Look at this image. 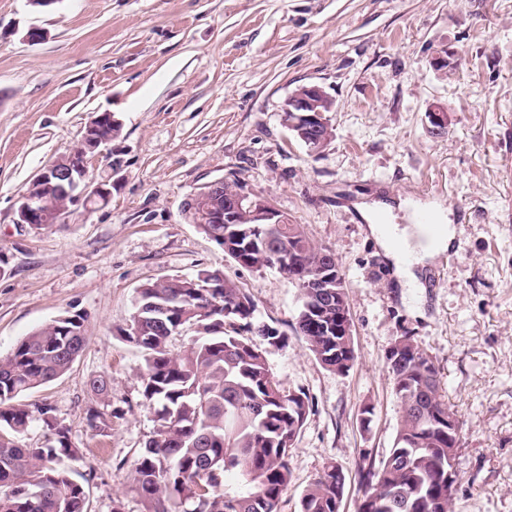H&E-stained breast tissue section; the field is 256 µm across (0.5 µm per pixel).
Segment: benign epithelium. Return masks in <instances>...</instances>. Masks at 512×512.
I'll return each instance as SVG.
<instances>
[{"label":"benign epithelium","mask_w":512,"mask_h":512,"mask_svg":"<svg viewBox=\"0 0 512 512\" xmlns=\"http://www.w3.org/2000/svg\"><path fill=\"white\" fill-rule=\"evenodd\" d=\"M334 110V100L317 85L297 87L286 100L284 111L296 113V119L287 122L288 128L304 140L319 130H325L317 139L318 148H323L332 138V126L327 113ZM429 131L437 137L448 135V108L432 104L427 109ZM115 119L110 112L96 115L86 126L78 146L60 156L45 171L37 175L21 195L16 209L19 224L36 228L39 224H62L71 208L86 205L93 199L108 202L112 192L109 183L86 181L88 165L100 147L112 142ZM227 193L224 208L211 204V198L221 192ZM184 211L193 224H239L248 219L255 224H283L285 219L264 200H253L250 195L228 183L218 180L206 189L191 195ZM333 273L331 266L324 265L315 271L306 287L327 293ZM340 336L352 335V318L349 305H341L336 315Z\"/></svg>","instance_id":"obj_1"}]
</instances>
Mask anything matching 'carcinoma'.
<instances>
[{
  "label": "carcinoma",
  "instance_id": "obj_1",
  "mask_svg": "<svg viewBox=\"0 0 512 512\" xmlns=\"http://www.w3.org/2000/svg\"><path fill=\"white\" fill-rule=\"evenodd\" d=\"M199 230L243 268L275 269L301 288L295 331L326 368L353 365L347 336L336 334V302L304 288L330 251L316 247L299 224H200ZM223 307L209 310L213 301ZM251 294L221 270L195 278H162L138 291L121 333L143 354L144 405L154 435L132 465L136 491L149 512H279L290 482L288 457L311 410L304 392L285 393L274 380L262 346L284 334L255 318ZM186 328L195 338L173 353L169 338ZM88 342L84 318L54 320L0 356V512H86L82 483L62 464L78 456L68 428L48 404L29 410L15 400L65 374ZM407 352L386 356L399 407L393 447L380 462L362 459L363 501L358 512H454L448 489V416L432 359L408 337ZM53 441L28 448L17 441L34 419ZM89 426L106 436L112 415L89 409ZM224 458L213 470L209 459ZM236 474L242 488L224 489ZM346 477L329 464L308 486L300 512H338Z\"/></svg>",
  "mask_w": 512,
  "mask_h": 512
}]
</instances>
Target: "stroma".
<instances>
[{"instance_id":"35a3bbf8","label":"stroma","mask_w":512,"mask_h":512,"mask_svg":"<svg viewBox=\"0 0 512 512\" xmlns=\"http://www.w3.org/2000/svg\"><path fill=\"white\" fill-rule=\"evenodd\" d=\"M43 33L28 39L31 29ZM448 49V69L429 60ZM301 85L330 95L331 141L312 152L283 120ZM448 108L449 132L426 111ZM121 133L89 165L112 199L64 223H17L20 195L76 147L98 113ZM512 0H0V355L62 316L89 336L71 369L23 395L50 404L81 455L88 512H146L131 464L152 437L140 350L119 335L138 289L219 269L246 288L257 320L285 342L272 376L311 412L288 464L279 512L326 463L356 512L362 458L382 459L399 421L386 355L414 336L463 422L455 512H512ZM223 179L268 201L331 250L345 279L356 360L325 368L294 330L300 290L275 270L236 265L185 216L190 195ZM413 229L420 210L457 228L449 249L399 286L365 215ZM110 382L109 436L94 435L88 382ZM373 407L370 423L362 410Z\"/></svg>"}]
</instances>
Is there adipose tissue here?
<instances>
[{"label": "adipose tissue", "mask_w": 512, "mask_h": 512, "mask_svg": "<svg viewBox=\"0 0 512 512\" xmlns=\"http://www.w3.org/2000/svg\"><path fill=\"white\" fill-rule=\"evenodd\" d=\"M454 237V227L446 224L439 235L428 237L427 241L415 245L410 243L406 234L397 232L393 233L392 237L381 238L380 244L386 254L393 259L396 275L402 287L414 288L417 287L418 280L411 271L412 266L426 265L437 255L448 250Z\"/></svg>", "instance_id": "ef3b65f1"}]
</instances>
